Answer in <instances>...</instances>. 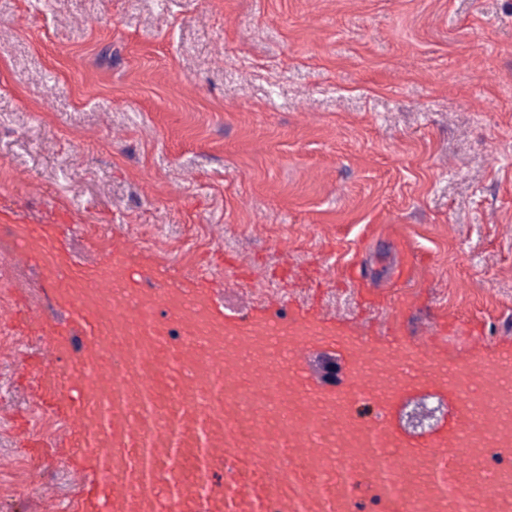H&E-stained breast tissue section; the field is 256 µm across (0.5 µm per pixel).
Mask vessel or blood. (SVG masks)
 Returning <instances> with one entry per match:
<instances>
[{"mask_svg":"<svg viewBox=\"0 0 512 512\" xmlns=\"http://www.w3.org/2000/svg\"><path fill=\"white\" fill-rule=\"evenodd\" d=\"M6 262L35 264L66 314L22 303L0 322L37 334L27 362L37 404L65 424L33 438L67 450L84 487L69 512H512V471H489L512 451V348L462 366L448 339L484 344L481 325L435 322L408 335L398 313L380 326H338L319 311L226 314L201 280L207 266L164 276L129 242L102 261L75 260L51 224H8ZM342 353L346 382L321 389L307 355ZM448 397L434 431H406L411 393Z\"/></svg>","mask_w":512,"mask_h":512,"instance_id":"vessel-or-blood-1","label":"vessel or blood"}]
</instances>
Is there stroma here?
Returning a JSON list of instances; mask_svg holds the SVG:
<instances>
[{
  "instance_id": "stroma-1",
  "label": "stroma",
  "mask_w": 512,
  "mask_h": 512,
  "mask_svg": "<svg viewBox=\"0 0 512 512\" xmlns=\"http://www.w3.org/2000/svg\"><path fill=\"white\" fill-rule=\"evenodd\" d=\"M128 240L228 313L367 311L414 256L409 332L481 321L512 344V0H0V219ZM56 309L35 266L0 304ZM0 329V512H42L16 423L61 424Z\"/></svg>"
}]
</instances>
